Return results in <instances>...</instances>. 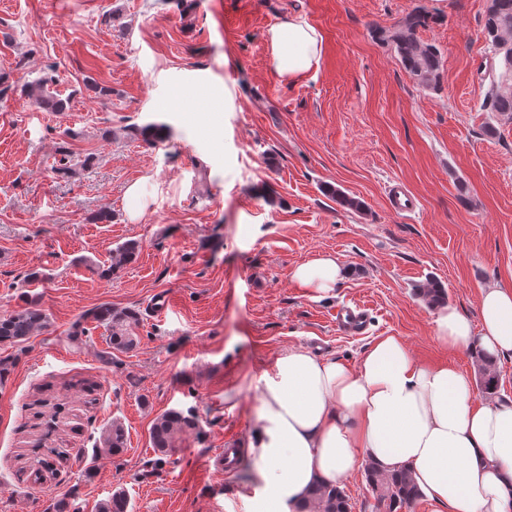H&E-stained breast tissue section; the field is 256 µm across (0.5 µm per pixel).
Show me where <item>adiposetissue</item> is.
I'll return each mask as SVG.
<instances>
[{"label": "adipose tissue", "instance_id": "1", "mask_svg": "<svg viewBox=\"0 0 512 512\" xmlns=\"http://www.w3.org/2000/svg\"><path fill=\"white\" fill-rule=\"evenodd\" d=\"M322 38L291 17L267 35L271 71L298 80L317 65ZM344 270L328 254L292 277L318 296ZM439 345L451 351L512 353V286L480 291L477 319L440 308ZM248 439L259 488L251 512H301L309 490L338 485L370 457L384 469L408 466L433 512H512V398L479 397L469 373L419 362L396 336L378 337L357 366L293 348L255 382Z\"/></svg>", "mask_w": 512, "mask_h": 512}]
</instances>
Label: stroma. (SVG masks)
<instances>
[{
	"label": "stroma",
	"mask_w": 512,
	"mask_h": 512,
	"mask_svg": "<svg viewBox=\"0 0 512 512\" xmlns=\"http://www.w3.org/2000/svg\"><path fill=\"white\" fill-rule=\"evenodd\" d=\"M487 0H0V315L36 302L46 328L0 347V512H98L118 490L128 512H249L255 464L227 473L214 454L248 445L256 378L291 348L358 364L380 336L424 363L475 372L442 349L418 295L439 282L477 318L479 291L512 285V120L482 108ZM443 62L440 90L419 86L382 34L412 9ZM288 16L322 37L319 63L284 82L269 28ZM48 79L64 111L35 110L25 83ZM163 124L156 143L139 133ZM90 159L61 173L64 151ZM149 205L128 217V185ZM402 184L416 212L393 213ZM362 204L343 208L332 190ZM112 220L98 222L99 212ZM129 241L135 257L101 276ZM321 253L349 271L325 298L292 278ZM40 272L30 280L31 272ZM168 299L164 318L153 315ZM368 313L362 334L340 305ZM140 314V343L108 351L90 318ZM109 352V351H108ZM97 382L94 402L74 384ZM63 404L49 445L66 461L35 481L37 411ZM195 411L199 432L155 465L154 420ZM120 422L121 454L96 453ZM155 468L142 487L137 474Z\"/></svg>",
	"instance_id": "stroma-1"
}]
</instances>
